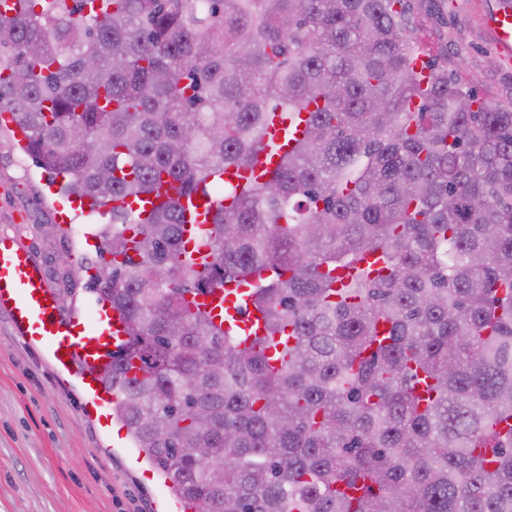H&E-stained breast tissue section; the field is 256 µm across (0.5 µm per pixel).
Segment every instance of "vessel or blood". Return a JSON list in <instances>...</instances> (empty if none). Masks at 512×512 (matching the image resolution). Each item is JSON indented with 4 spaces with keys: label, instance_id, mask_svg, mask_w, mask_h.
<instances>
[{
    "label": "vessel or blood",
    "instance_id": "1",
    "mask_svg": "<svg viewBox=\"0 0 512 512\" xmlns=\"http://www.w3.org/2000/svg\"><path fill=\"white\" fill-rule=\"evenodd\" d=\"M483 22L503 59L511 60L512 0H494ZM186 300L190 307L216 318L222 309L233 308L236 297L227 295L220 304L205 294H190ZM0 309L26 342L47 351L60 371L79 369L88 405L101 419L111 421L108 406L113 395L99 382L96 369L111 362L127 340L119 315L101 304L87 314L64 316L42 266L27 248L4 236H0Z\"/></svg>",
    "mask_w": 512,
    "mask_h": 512
}]
</instances>
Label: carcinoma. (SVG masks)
Returning <instances> with one entry per match:
<instances>
[{"instance_id": "obj_1", "label": "carcinoma", "mask_w": 512, "mask_h": 512, "mask_svg": "<svg viewBox=\"0 0 512 512\" xmlns=\"http://www.w3.org/2000/svg\"><path fill=\"white\" fill-rule=\"evenodd\" d=\"M421 55L411 0L0 13V112L112 217L92 290L129 339L100 379L192 512H512V103ZM276 114L302 134L225 181ZM232 286L261 333L185 299Z\"/></svg>"}]
</instances>
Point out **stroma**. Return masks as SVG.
I'll use <instances>...</instances> for the list:
<instances>
[{
	"mask_svg": "<svg viewBox=\"0 0 512 512\" xmlns=\"http://www.w3.org/2000/svg\"><path fill=\"white\" fill-rule=\"evenodd\" d=\"M485 0H415L426 50L444 45L472 88L512 102L504 65L481 21ZM58 182L0 129V233L14 235L41 263L64 312H90L97 265L93 230L109 215L75 214L71 237L58 224L67 206ZM79 380L21 339L0 310V512H162L160 487L84 412Z\"/></svg>",
	"mask_w": 512,
	"mask_h": 512,
	"instance_id": "35a3bbf8",
	"label": "stroma"
}]
</instances>
